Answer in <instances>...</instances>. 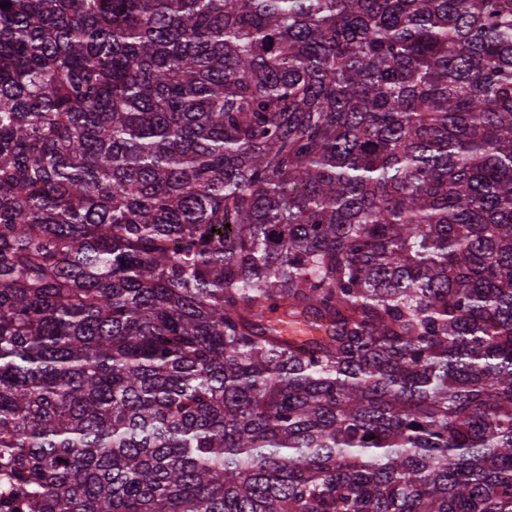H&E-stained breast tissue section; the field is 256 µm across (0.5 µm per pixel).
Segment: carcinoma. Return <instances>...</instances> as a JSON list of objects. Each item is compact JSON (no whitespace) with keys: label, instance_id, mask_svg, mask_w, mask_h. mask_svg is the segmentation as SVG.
<instances>
[{"label":"carcinoma","instance_id":"carcinoma-1","mask_svg":"<svg viewBox=\"0 0 512 512\" xmlns=\"http://www.w3.org/2000/svg\"><path fill=\"white\" fill-rule=\"evenodd\" d=\"M21 512H512V0H0Z\"/></svg>","mask_w":512,"mask_h":512}]
</instances>
